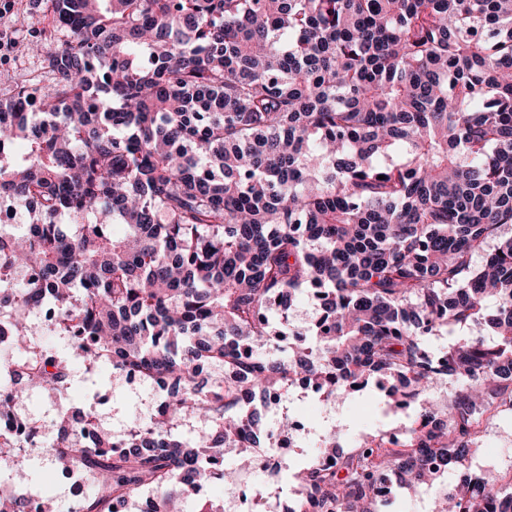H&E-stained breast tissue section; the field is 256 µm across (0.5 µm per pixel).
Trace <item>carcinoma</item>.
<instances>
[{
  "instance_id": "1",
  "label": "carcinoma",
  "mask_w": 512,
  "mask_h": 512,
  "mask_svg": "<svg viewBox=\"0 0 512 512\" xmlns=\"http://www.w3.org/2000/svg\"><path fill=\"white\" fill-rule=\"evenodd\" d=\"M44 7L51 85L0 100V202L27 217L0 230L13 399L67 382L68 362L32 342L48 331L173 384L169 419L120 451L57 424V467L98 487L82 512L144 493L149 512H220L196 483L234 480L224 451L266 431L249 401L300 375L344 398L375 384L405 438L344 454L329 429L282 512L307 495L317 512H381L388 482L433 490L428 512H512V476L489 478L475 449L512 413V0ZM302 288L310 336L258 355ZM203 360L243 377L203 385ZM443 375L467 384L449 404L433 396ZM195 415L209 426L186 439ZM1 468L33 486L8 438Z\"/></svg>"
}]
</instances>
